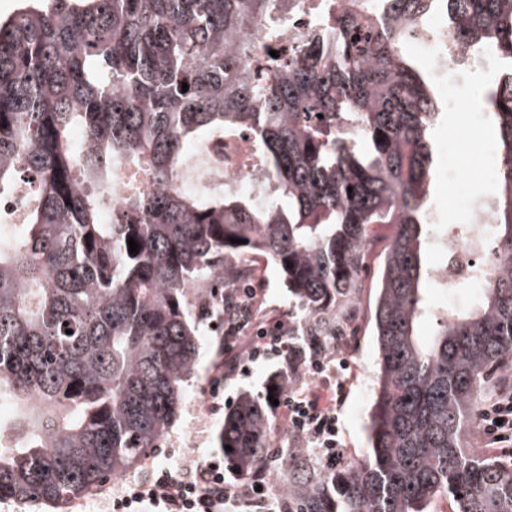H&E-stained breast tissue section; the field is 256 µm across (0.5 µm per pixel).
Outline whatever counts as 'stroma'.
<instances>
[{
    "instance_id": "35a3bbf8",
    "label": "stroma",
    "mask_w": 512,
    "mask_h": 512,
    "mask_svg": "<svg viewBox=\"0 0 512 512\" xmlns=\"http://www.w3.org/2000/svg\"><path fill=\"white\" fill-rule=\"evenodd\" d=\"M488 85L483 72L470 73L458 88L460 106L444 110L432 131L434 142L447 144L457 160H472L474 166L473 173L462 179L456 170H445L443 160H436L428 205L437 210L439 223H447L449 217L461 214L463 195L483 197L487 194V184L477 173L482 160L475 157L474 150L478 144L490 147L495 141L492 124L482 123L476 113ZM393 233V225H375L373 245L365 258V288L346 321L347 334L337 337L332 349L336 358L348 363L347 369L339 373L345 382V390L336 406L341 423V459L345 462L367 446L365 426L376 374L371 309L381 257ZM250 272L261 290L260 312L267 316L284 315L292 325H299L298 304L284 288L277 268L259 256L251 262ZM199 341V375L185 383L179 416L161 448L142 467L103 483L88 497L74 501V512H100L101 495L147 478L157 465H190L217 455L216 434L224 421L225 410L236 402L239 394L249 392L268 397L274 371L272 365L254 364L245 373L225 364L221 337L204 334Z\"/></svg>"
}]
</instances>
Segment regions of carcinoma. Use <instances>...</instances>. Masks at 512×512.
I'll return each instance as SVG.
<instances>
[{
    "label": "carcinoma",
    "mask_w": 512,
    "mask_h": 512,
    "mask_svg": "<svg viewBox=\"0 0 512 512\" xmlns=\"http://www.w3.org/2000/svg\"><path fill=\"white\" fill-rule=\"evenodd\" d=\"M421 2L364 0V30L323 0L315 41L247 35L297 0H20L0 19V201L32 188L0 236V399L36 401L10 420L15 447H0V499L62 505L159 447L196 372L188 306L204 274L232 279L238 260L266 257L299 300L302 339L328 342L365 288L370 225L392 224L368 447L329 474L303 448L273 455L268 406L246 392L217 447L240 476L273 468L280 512H430L440 496L452 512H512V458L470 445L480 395L512 380V71L487 99L497 264L479 302L440 314L424 341L440 113L402 51ZM449 2L461 37L512 64V0ZM343 114L352 135L336 131ZM243 131L260 194L179 186L187 145ZM119 165L144 170L150 189L118 206L103 188Z\"/></svg>",
    "instance_id": "1"
}]
</instances>
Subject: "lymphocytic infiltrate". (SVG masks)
<instances>
[{"label": "lymphocytic infiltrate", "mask_w": 512, "mask_h": 512, "mask_svg": "<svg viewBox=\"0 0 512 512\" xmlns=\"http://www.w3.org/2000/svg\"><path fill=\"white\" fill-rule=\"evenodd\" d=\"M293 331V325L280 317L251 329L232 315L224 328V340L230 349L244 341L250 362L267 363L285 356L291 363L306 365L311 376H324L331 368L329 355L316 348L289 350ZM344 388L341 381L323 392L300 388L279 401L289 431L331 462L341 448L336 398ZM479 419L483 447L496 451L512 446V384L504 385L486 401ZM111 501L112 512H237L244 503L263 504L267 512H277L265 470L254 472L246 484L238 486L226 480L223 465L215 459L191 467H156L149 478L121 486Z\"/></svg>", "instance_id": "obj_1"}]
</instances>
